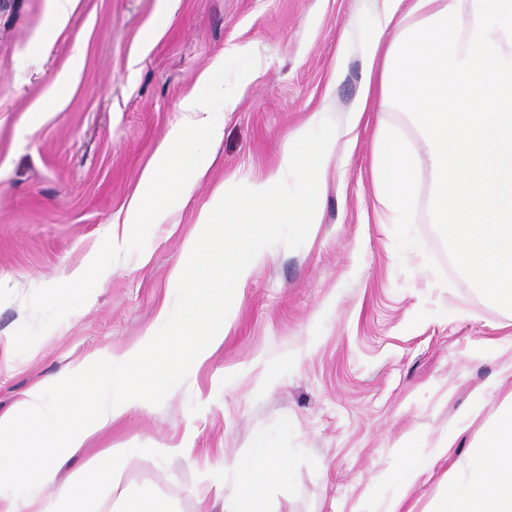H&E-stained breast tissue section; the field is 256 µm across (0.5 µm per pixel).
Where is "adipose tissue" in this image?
Segmentation results:
<instances>
[{
    "label": "adipose tissue",
    "mask_w": 512,
    "mask_h": 512,
    "mask_svg": "<svg viewBox=\"0 0 512 512\" xmlns=\"http://www.w3.org/2000/svg\"><path fill=\"white\" fill-rule=\"evenodd\" d=\"M373 25L362 42L365 80L353 120L380 99L407 114L418 147L378 130L372 165L376 195L400 223L414 221L419 173L429 179L433 223L448 232L460 272L492 303L512 307V0H371ZM322 121L313 113L293 130L279 164L243 185L227 182L203 206L198 230L185 242L186 262L171 275L191 286L181 312L158 314V329L122 354L93 356L48 383L32 386L0 414V512H83L107 480L105 469L80 481L62 477L65 461L94 433L130 409L149 404L143 377L166 376L183 361L206 359L224 342V313L213 279L245 286L269 260L263 239L288 222L310 231L322 213L316 187L320 165L335 157L338 137L311 142ZM313 143L317 165L294 196L280 185L293 168L297 145ZM240 232L237 246L225 231ZM222 280V281H223ZM476 480L449 486L455 512H512V396L475 449ZM251 487L225 496L224 512H266L265 491L283 480L273 449L258 447L246 469Z\"/></svg>",
    "instance_id": "adipose-tissue-1"
}]
</instances>
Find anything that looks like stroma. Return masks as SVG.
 <instances>
[{
	"label": "stroma",
	"mask_w": 512,
	"mask_h": 512,
	"mask_svg": "<svg viewBox=\"0 0 512 512\" xmlns=\"http://www.w3.org/2000/svg\"><path fill=\"white\" fill-rule=\"evenodd\" d=\"M54 8L0 0V414L32 385L121 353L156 326L219 184L265 175L313 112L323 116L315 137L347 129L371 26L369 0H79L60 30ZM340 50L345 66L329 96ZM246 52L257 64L188 203L152 225L143 250L122 252L83 306L16 353L30 295L96 256L181 122L183 98ZM382 123L415 138L404 113H365L324 171L320 224L310 233L282 225L266 243L270 259L225 292L223 345L184 363L148 407L68 460L74 478L94 465L111 472L90 512H115L119 490L142 488L173 512H224L222 499L201 496V474L223 467L225 491L235 490L244 477L234 465L260 438L287 472L267 491L269 512H381L366 494L393 489L413 456L427 468L403 512H450L445 476L471 481V449L512 390V309L458 270L431 221L427 176L416 223H398L378 201L371 167ZM449 438L453 448L437 456ZM164 447L191 449L192 463L162 457Z\"/></svg>",
	"instance_id": "35a3bbf8"
}]
</instances>
